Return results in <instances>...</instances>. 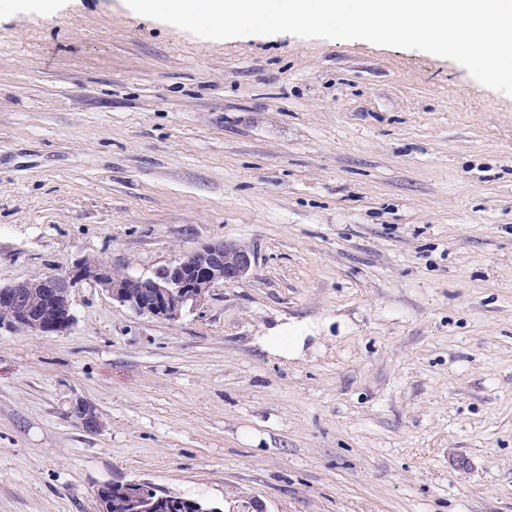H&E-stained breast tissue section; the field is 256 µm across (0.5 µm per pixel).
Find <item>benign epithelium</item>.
Instances as JSON below:
<instances>
[{
	"label": "benign epithelium",
	"mask_w": 512,
	"mask_h": 512,
	"mask_svg": "<svg viewBox=\"0 0 512 512\" xmlns=\"http://www.w3.org/2000/svg\"><path fill=\"white\" fill-rule=\"evenodd\" d=\"M191 256L194 257L191 264L181 258L153 277L130 276L122 280L113 278L102 260L85 259L36 282L27 279L0 286V303L25 314L27 332L52 336L73 325V288L89 281L139 314L175 322L186 309L206 300L215 288L241 280L254 260L250 247L233 241L203 245ZM68 413L89 433H97L102 428L97 409L86 400L72 402ZM112 495L138 512H156L160 506V497L144 481L114 482Z\"/></svg>",
	"instance_id": "benign-epithelium-1"
}]
</instances>
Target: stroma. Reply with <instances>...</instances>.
Instances as JSON below:
<instances>
[{
  "label": "stroma",
  "instance_id": "stroma-1",
  "mask_svg": "<svg viewBox=\"0 0 512 512\" xmlns=\"http://www.w3.org/2000/svg\"><path fill=\"white\" fill-rule=\"evenodd\" d=\"M224 240L252 268L177 321L83 282L68 331L0 332V512H97L115 481L220 512H512V96L123 0L0 12V284ZM282 325L298 354L264 347ZM68 413L86 432L97 433L102 428V420L97 409L86 400L76 399L71 403Z\"/></svg>",
  "mask_w": 512,
  "mask_h": 512
}]
</instances>
